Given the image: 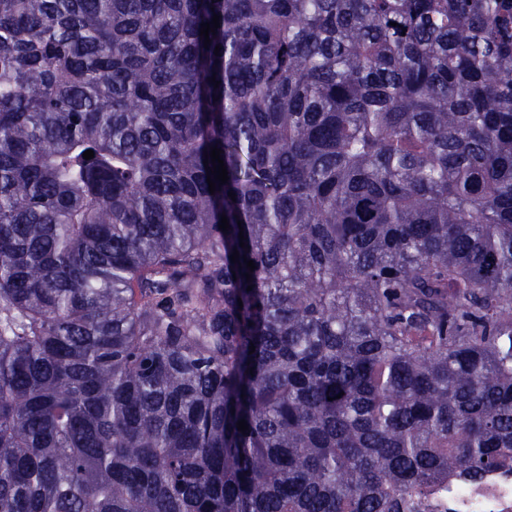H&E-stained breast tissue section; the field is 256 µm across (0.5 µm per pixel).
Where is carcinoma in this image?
Here are the masks:
<instances>
[{
    "label": "carcinoma",
    "instance_id": "carcinoma-1",
    "mask_svg": "<svg viewBox=\"0 0 512 512\" xmlns=\"http://www.w3.org/2000/svg\"><path fill=\"white\" fill-rule=\"evenodd\" d=\"M510 463L512 0H0V512Z\"/></svg>",
    "mask_w": 512,
    "mask_h": 512
}]
</instances>
